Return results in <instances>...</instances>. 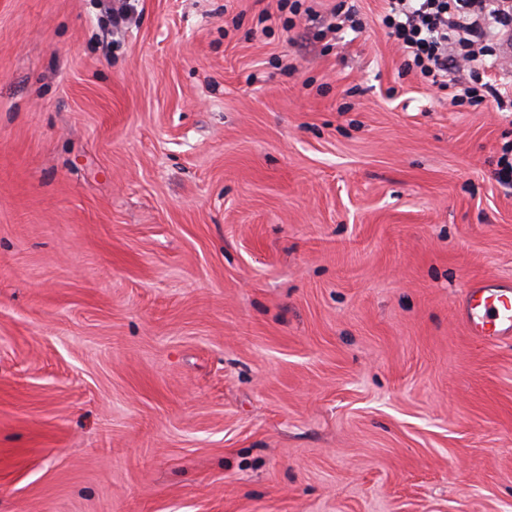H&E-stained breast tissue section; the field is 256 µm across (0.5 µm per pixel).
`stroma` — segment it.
<instances>
[{"instance_id": "stroma-1", "label": "stroma", "mask_w": 512, "mask_h": 512, "mask_svg": "<svg viewBox=\"0 0 512 512\" xmlns=\"http://www.w3.org/2000/svg\"><path fill=\"white\" fill-rule=\"evenodd\" d=\"M104 2L0 0V512H512V112L384 0ZM327 29L335 35L345 30L358 32L363 29L361 20L357 13L350 8L342 10L341 7L333 11ZM466 321L476 336L496 339L512 333V290L487 288L482 284L472 287L466 310Z\"/></svg>"}]
</instances>
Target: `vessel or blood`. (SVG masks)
<instances>
[{
	"instance_id": "b4317fda",
	"label": "vessel or blood",
	"mask_w": 512,
	"mask_h": 512,
	"mask_svg": "<svg viewBox=\"0 0 512 512\" xmlns=\"http://www.w3.org/2000/svg\"><path fill=\"white\" fill-rule=\"evenodd\" d=\"M466 321L475 335L486 339L512 334V290L474 285Z\"/></svg>"
}]
</instances>
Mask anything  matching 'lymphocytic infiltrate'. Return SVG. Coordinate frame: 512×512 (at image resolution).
Masks as SVG:
<instances>
[{
  "label": "lymphocytic infiltrate",
  "mask_w": 512,
  "mask_h": 512,
  "mask_svg": "<svg viewBox=\"0 0 512 512\" xmlns=\"http://www.w3.org/2000/svg\"><path fill=\"white\" fill-rule=\"evenodd\" d=\"M397 42L406 71L447 92L450 105L494 101L512 110V84L487 79L496 43L512 34V15L497 0H388L382 19Z\"/></svg>",
  "instance_id": "obj_1"
}]
</instances>
